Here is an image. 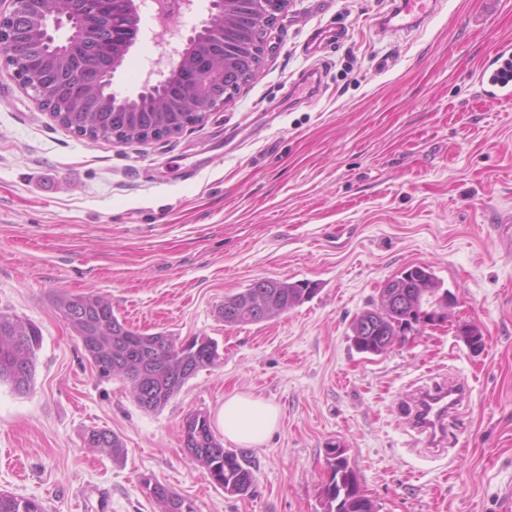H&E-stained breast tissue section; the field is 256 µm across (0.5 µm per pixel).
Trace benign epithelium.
Instances as JSON below:
<instances>
[{
	"label": "benign epithelium",
	"instance_id": "obj_1",
	"mask_svg": "<svg viewBox=\"0 0 512 512\" xmlns=\"http://www.w3.org/2000/svg\"><path fill=\"white\" fill-rule=\"evenodd\" d=\"M11 10L0 12V53L21 76L24 88L60 120L70 112H85L90 120L84 136L102 133L91 117L133 107L137 112L206 113L224 106L236 86L253 78L266 51L267 33L288 0H207L199 24L187 35L173 29L174 20L194 10V0H59L56 8L44 0H10ZM149 7L163 33L170 35V51L154 63L150 76L134 98L112 92V80L124 56L141 36L142 8ZM110 27L109 37L90 43L93 25ZM408 272L388 279L380 303L402 307L408 298ZM456 297L442 294L429 309L416 308L404 336L424 327L448 322Z\"/></svg>",
	"mask_w": 512,
	"mask_h": 512
}]
</instances>
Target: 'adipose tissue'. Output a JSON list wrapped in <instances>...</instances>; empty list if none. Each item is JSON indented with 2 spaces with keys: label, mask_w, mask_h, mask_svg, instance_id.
Masks as SVG:
<instances>
[{
  "label": "adipose tissue",
  "mask_w": 512,
  "mask_h": 512,
  "mask_svg": "<svg viewBox=\"0 0 512 512\" xmlns=\"http://www.w3.org/2000/svg\"><path fill=\"white\" fill-rule=\"evenodd\" d=\"M278 418L276 406L242 394L227 397L217 413V423L226 439L251 445L264 443L275 430Z\"/></svg>",
  "instance_id": "ef3b65f1"
}]
</instances>
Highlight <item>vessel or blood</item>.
Instances as JSON below:
<instances>
[{"label": "vessel or blood", "instance_id": "b4317fda", "mask_svg": "<svg viewBox=\"0 0 512 512\" xmlns=\"http://www.w3.org/2000/svg\"><path fill=\"white\" fill-rule=\"evenodd\" d=\"M438 0H392L391 9L381 17L385 27L407 30L433 16ZM512 64V42L497 41L482 64L481 91L496 102L512 101V79L506 70ZM468 397L465 384L448 381L417 390L409 399L405 416L424 448L439 451L448 440V424Z\"/></svg>", "mask_w": 512, "mask_h": 512}]
</instances>
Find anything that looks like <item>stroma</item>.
<instances>
[{
  "label": "stroma",
  "mask_w": 512,
  "mask_h": 512,
  "mask_svg": "<svg viewBox=\"0 0 512 512\" xmlns=\"http://www.w3.org/2000/svg\"><path fill=\"white\" fill-rule=\"evenodd\" d=\"M440 2L406 34L377 23L391 0H289L258 74L224 107L132 146L58 123L0 56V310L42 336L33 389L0 385V491L46 512H158L148 478L195 512H321L338 447L377 512H512V103L478 84L490 47L512 39V0ZM336 26L343 42L305 54L313 30ZM165 49L143 30L113 91L136 96ZM312 69L316 95L290 96ZM415 265L456 295L447 323L358 353L355 316ZM258 279L313 292L224 325L225 297ZM88 292L141 333L211 337L219 365L140 408L122 380L98 378L56 306ZM450 375L470 399L432 459L407 446L403 400ZM233 394L280 411L264 444L232 446L254 476L244 496L181 442L188 416L216 417ZM91 428L116 433L125 459L89 447Z\"/></svg>",
  "instance_id": "obj_1"
}]
</instances>
